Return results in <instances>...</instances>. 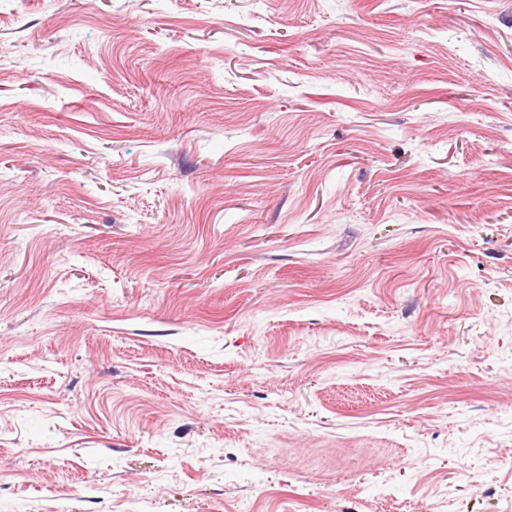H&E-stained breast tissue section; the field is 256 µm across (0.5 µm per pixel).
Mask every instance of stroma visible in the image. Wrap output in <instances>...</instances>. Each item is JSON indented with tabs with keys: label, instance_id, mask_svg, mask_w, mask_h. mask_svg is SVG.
Instances as JSON below:
<instances>
[{
	"label": "stroma",
	"instance_id": "35a3bbf8",
	"mask_svg": "<svg viewBox=\"0 0 512 512\" xmlns=\"http://www.w3.org/2000/svg\"><path fill=\"white\" fill-rule=\"evenodd\" d=\"M512 0L0 6V512H512Z\"/></svg>",
	"mask_w": 512,
	"mask_h": 512
}]
</instances>
